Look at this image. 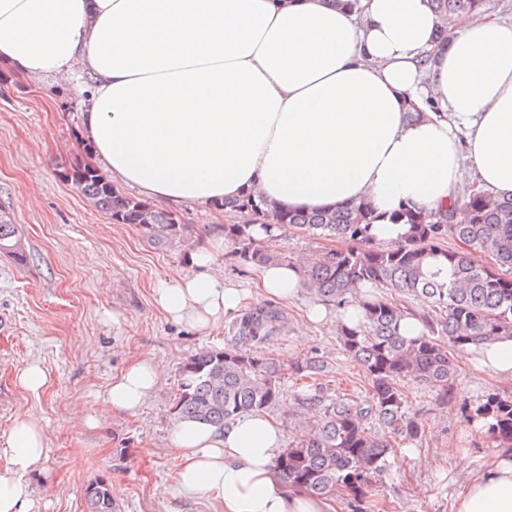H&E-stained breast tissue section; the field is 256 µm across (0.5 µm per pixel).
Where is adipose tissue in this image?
<instances>
[{"instance_id": "1", "label": "adipose tissue", "mask_w": 512, "mask_h": 512, "mask_svg": "<svg viewBox=\"0 0 512 512\" xmlns=\"http://www.w3.org/2000/svg\"><path fill=\"white\" fill-rule=\"evenodd\" d=\"M440 26L432 0H0V61L91 76L85 134L117 188L173 207L247 194L284 211L364 202L392 242L401 208L435 210L469 181L512 193V21L466 16L446 44ZM224 249L196 248L194 274L155 288L173 321L206 332L246 304L252 290L212 272ZM301 287L295 269L270 265L256 289L284 300ZM161 373L132 362L105 413H136ZM282 441L260 413L220 431L181 421L175 488L222 512H328L284 487ZM47 451L42 424L15 419L0 512H38L27 476ZM454 512H512V448L458 488Z\"/></svg>"}]
</instances>
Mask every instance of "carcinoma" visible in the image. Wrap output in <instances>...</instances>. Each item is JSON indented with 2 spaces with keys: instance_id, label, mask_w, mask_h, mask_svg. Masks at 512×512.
I'll return each instance as SVG.
<instances>
[{
  "instance_id": "obj_1",
  "label": "carcinoma",
  "mask_w": 512,
  "mask_h": 512,
  "mask_svg": "<svg viewBox=\"0 0 512 512\" xmlns=\"http://www.w3.org/2000/svg\"><path fill=\"white\" fill-rule=\"evenodd\" d=\"M443 25L439 39L450 38L464 14L479 15L486 0H432ZM98 209L116 224H135L156 244L189 235L190 226L177 213L156 208L123 194L101 171L76 163L63 173ZM463 203L435 214L405 208L392 223L408 225L407 234L391 243L377 240L375 222L381 216L368 206L324 212L265 209L250 195L224 200L218 210L240 213L241 224H215L224 236V257L244 267L271 263L297 269L302 285L328 305L342 307L347 296L361 309L357 323L339 322L345 354L366 374V396L329 395L319 377L324 361L307 357L289 367L313 380L311 392L299 398L316 420L308 438L292 444L277 457L275 469L294 491L326 498L340 492L350 498L352 512H368L366 498L372 479L387 468L392 436L422 437V422L406 411L403 381L426 385L446 404L454 397L456 369L450 349L479 345L512 336V195L491 197L470 186ZM306 229L346 246L295 259L269 255L256 238L286 227ZM18 225L0 210V253L12 246ZM459 243L447 246V240ZM492 256L494 265L478 267L467 249ZM386 288L401 297L431 303L420 312L408 305L370 293L366 286ZM411 316L423 324L420 335L407 338L400 322ZM287 321L275 302L249 307L231 324L230 340L222 349H204L184 363L175 414L221 429L237 417L268 410L284 402L282 364L262 349ZM469 423H483L500 445H512V393L491 392L466 412ZM86 512H113L112 485L98 480L86 488Z\"/></svg>"
}]
</instances>
